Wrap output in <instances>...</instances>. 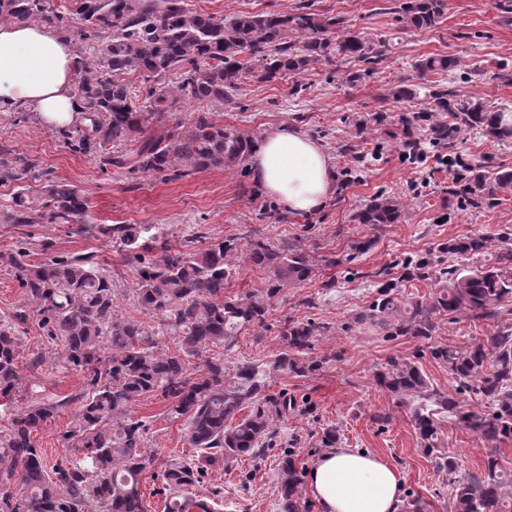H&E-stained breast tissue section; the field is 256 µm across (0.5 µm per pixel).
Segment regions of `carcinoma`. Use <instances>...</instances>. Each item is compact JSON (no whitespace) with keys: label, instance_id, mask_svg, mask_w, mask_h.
<instances>
[{"label":"carcinoma","instance_id":"obj_1","mask_svg":"<svg viewBox=\"0 0 512 512\" xmlns=\"http://www.w3.org/2000/svg\"><path fill=\"white\" fill-rule=\"evenodd\" d=\"M448 10L447 0H401L399 13L417 28L436 26ZM77 14L85 25V39L100 42L74 60V94L83 105L85 129L64 133L74 152L96 151L105 166L128 172L161 174L170 180L209 168L245 166L258 139L230 131L216 123L211 106L232 101L244 80L274 82L284 74L300 75L335 56L354 59L374 69L384 57L376 44L347 31L345 19L319 14L303 4L294 12L258 13L216 18L192 10L187 0H79ZM0 20L38 24L71 32L69 18L50 7L49 0H0ZM458 64L449 56L427 57L414 65L420 79L430 72H446ZM137 72L149 84L144 108L122 75ZM428 107L403 114L400 123L417 146L413 131L430 125V144L454 156L455 140L465 128L479 129L494 141L512 139V111L492 109L482 102L445 87L428 90ZM205 106L185 121L148 136L131 154L112 153L136 141L151 119H162L182 104ZM482 164H466L467 181L449 194L466 195L479 207L495 200L499 188L512 186V171L490 177ZM41 177L38 165L22 154H0V185L14 184L9 208L0 215L7 224H81L87 202L63 182H47L43 195L28 196L24 182ZM400 203L377 196L355 215L360 224H395ZM119 252L137 259L135 297L155 318L156 325L118 317L113 279L97 256H50L32 265L20 247L8 258L30 309L40 317L46 335L59 345L55 363L84 372L87 389L78 403L65 439L79 445L87 463L47 467L33 432L52 418L58 403L35 404L20 410L0 428V512H88L96 502L103 512H144L140 478L152 455L145 448L146 426L131 418L130 409L151 393L170 402L174 416H188L185 439L196 454L173 459L163 471L168 495L166 512H208L187 490L200 482L207 467H229L242 457L259 459L276 437L273 418L295 410L286 393H265L275 376H304L320 363L307 358L319 326L288 321L284 350L263 364L242 361L233 368L222 357H203L209 347L233 346L244 328L263 324L282 291L307 281L313 267L306 252L283 242L250 240L247 259L267 273L264 287L236 297L224 295L233 273L226 242L207 244L191 252L163 245L145 257L136 253L156 238L148 224H110L100 228ZM489 239L470 235L448 241L450 254H479ZM437 279L440 286L431 301L404 302L395 296L397 284L381 285L380 298L368 319L388 337L429 339L436 331L434 317L465 312L473 320H496L504 303L512 302V238L498 237L490 264L461 272L444 268L433 273L428 262L416 264L399 281ZM28 313L0 326V398L12 399L20 387L17 327ZM158 336H169L174 348L163 347ZM432 357L448 368L458 391L482 401L476 412L450 395L431 387L419 366L401 357L387 360L377 383L399 400L413 398L414 427L435 467L451 473L455 462L437 455L439 418L445 413L475 434L489 448L512 434V324L465 349L439 345ZM203 364L193 367V361ZM246 414H241V411ZM276 491L279 512H308L299 490L301 474L292 450L278 460ZM451 512H512V471H505L490 454L484 471L470 474L455 485Z\"/></svg>","mask_w":512,"mask_h":512}]
</instances>
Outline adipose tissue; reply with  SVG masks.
<instances>
[{"label":"adipose tissue","mask_w":512,"mask_h":512,"mask_svg":"<svg viewBox=\"0 0 512 512\" xmlns=\"http://www.w3.org/2000/svg\"><path fill=\"white\" fill-rule=\"evenodd\" d=\"M74 60L70 41L58 31L0 23V112L30 108L52 128L77 122L82 104L72 90ZM248 168L253 182L296 214L319 211L336 190L331 157L292 126L271 129ZM401 486L396 468L357 448L327 450L309 471L308 491L322 512H399Z\"/></svg>","instance_id":"1"}]
</instances>
